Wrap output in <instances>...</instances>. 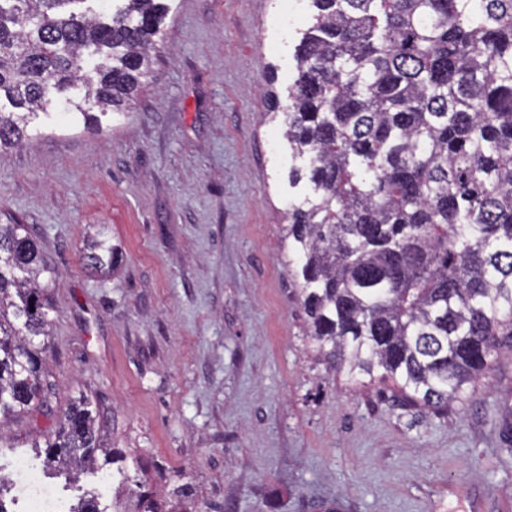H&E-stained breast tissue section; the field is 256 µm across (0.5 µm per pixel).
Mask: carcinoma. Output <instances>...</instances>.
<instances>
[{
  "mask_svg": "<svg viewBox=\"0 0 512 512\" xmlns=\"http://www.w3.org/2000/svg\"><path fill=\"white\" fill-rule=\"evenodd\" d=\"M83 0H0V150L43 130L39 110L79 86L84 128L124 116L162 42L163 0H118L106 21ZM281 120L284 248L316 354L357 383L390 381L413 406L467 401L512 337V0H309ZM97 57L83 67V51ZM106 238L86 265H113ZM55 275L22 224H0V426L49 391ZM98 446L86 401L35 457L66 478Z\"/></svg>",
  "mask_w": 512,
  "mask_h": 512,
  "instance_id": "obj_1",
  "label": "carcinoma"
}]
</instances>
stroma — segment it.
<instances>
[{"label":"stroma","instance_id":"35a3bbf8","mask_svg":"<svg viewBox=\"0 0 512 512\" xmlns=\"http://www.w3.org/2000/svg\"><path fill=\"white\" fill-rule=\"evenodd\" d=\"M307 0H174L147 84L99 132L67 121L0 152V224H22L59 277L41 358L47 403L0 429L32 455L87 396L95 471L69 504L140 512H512V352L472 399L416 408L331 371L282 249L286 97ZM119 247L114 270L87 239ZM117 479L100 492L95 476ZM85 250L86 265L95 271L112 267L117 254V247L111 245L107 238L102 237L91 240Z\"/></svg>","mask_w":512,"mask_h":512}]
</instances>
